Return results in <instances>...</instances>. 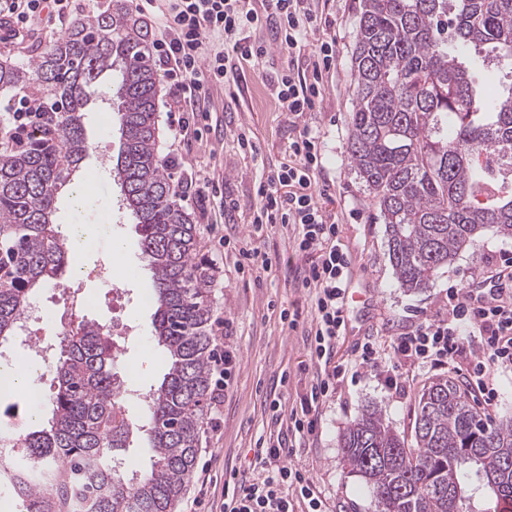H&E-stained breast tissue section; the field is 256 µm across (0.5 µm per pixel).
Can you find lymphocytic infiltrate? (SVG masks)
I'll return each instance as SVG.
<instances>
[{
	"label": "lymphocytic infiltrate",
	"mask_w": 512,
	"mask_h": 512,
	"mask_svg": "<svg viewBox=\"0 0 512 512\" xmlns=\"http://www.w3.org/2000/svg\"><path fill=\"white\" fill-rule=\"evenodd\" d=\"M70 0H0V21L14 37L62 21ZM312 0H133L135 10L148 20L153 36L152 54L170 80L167 110L172 132L171 150L201 141V128L188 116L223 84L228 65L235 60L263 57L268 48L251 40L252 29L273 26L275 41L293 50L311 46V73L288 70L276 76L278 100L293 117L312 111L324 92L322 69L333 54L330 43L310 44L318 17ZM293 161L280 166L261 181L257 191L255 224L297 226L296 249L305 259L303 287L312 289L313 304L306 339L312 363L319 370L300 412L283 415L280 400L270 404L279 430L266 446L256 449L249 476L241 478L225 496L223 512H294L295 497L308 499L312 512L322 503L315 498L308 478L282 465L290 438L315 434L320 407L336 389L340 367L332 358L336 340L346 329V293L352 279V262L336 243V225L323 211L316 176L323 167L320 135L306 127L289 145ZM501 264L503 279L494 282L487 302L472 288L449 287L446 315L425 318L388 344L365 338L357 348L355 368H380L388 384L398 387L410 371L426 364L445 366L464 352V329L478 332L482 347L471 357L465 382L486 399H494L493 371L512 367V257Z\"/></svg>",
	"instance_id": "obj_1"
}]
</instances>
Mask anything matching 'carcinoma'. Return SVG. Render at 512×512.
Segmentation results:
<instances>
[{
  "label": "carcinoma",
  "mask_w": 512,
  "mask_h": 512,
  "mask_svg": "<svg viewBox=\"0 0 512 512\" xmlns=\"http://www.w3.org/2000/svg\"><path fill=\"white\" fill-rule=\"evenodd\" d=\"M362 0L349 152L386 224L401 287L426 288L488 227L512 236V192L491 162L512 154V86H472L462 49L489 45L512 62V0ZM114 74L120 152L112 166L152 272L151 339L169 369L133 420L118 352L84 328L69 337L47 402L49 417L23 441L36 473L0 460V491L23 512H72L73 475L94 478L87 512H174L192 478L210 395L209 268L195 261L197 229L174 198L157 148L159 78L129 0H109L20 63L0 58V91L41 104L35 130L0 123V344L14 336L33 291L64 283L70 242L55 227L63 189L88 153L86 106ZM149 465L126 479L136 436ZM343 460L373 490L376 512H460L461 468L476 466L497 505L512 502V418L492 424L450 376L419 394L405 437L376 410L340 439Z\"/></svg>",
  "instance_id": "cac0c4a2"
}]
</instances>
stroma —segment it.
I'll list each match as a JSON object with an SVG mask.
<instances>
[{"label":"stroma","mask_w":512,"mask_h":512,"mask_svg":"<svg viewBox=\"0 0 512 512\" xmlns=\"http://www.w3.org/2000/svg\"><path fill=\"white\" fill-rule=\"evenodd\" d=\"M314 7L322 24L310 36L311 43H332L331 68L323 73L325 91L313 111L294 124L281 107L271 87L274 72L289 62L310 66V51L289 58L287 50L272 43L267 29H257L253 39L266 43L268 54L229 71L223 85L214 88L207 107L214 122L205 141L186 147L182 154H169L171 132L167 121L159 123L158 151L170 158L173 176L193 166L206 171L218 184L215 196L185 201L199 235L198 258L211 268L212 338L223 337L235 348L238 363L224 390L219 408H206L200 435L198 461H211L213 481L206 495H199L198 480H191L175 512H220L225 484L230 475L246 471L254 450L268 442L275 427L270 403L280 399L284 412L300 410L316 367L310 360L303 329L292 330L280 318L282 310L307 313L311 290L302 288L299 271L303 259L295 252L298 235L293 225L270 229L264 249L268 267L241 265L239 250L253 234L256 188L263 173L289 160V145L300 125L321 135L324 168L317 178L324 190L321 199L338 226L337 243L349 251L356 283L346 308L350 320L336 341L337 361L353 362L354 350L363 337L387 343L408 332L420 319L443 314L449 286L464 285L470 278L493 271L505 253H512V237L486 229L474 245L460 252L442 268L429 287L408 291L400 287L388 257L386 228L377 218L371 194L359 177L349 153L350 115L354 106V71L351 58L361 11V0H316ZM109 78H102L86 107V138L89 152L82 174L98 173L107 191L94 206L72 213L67 200H60L63 224H97L98 253H105L112 237L127 244L122 286L126 294L116 309H108L103 291L87 279L86 291L93 298L91 319L105 322L123 315L134 330L133 339L120 343L122 364L130 368L137 389L148 391L159 384L167 364L150 340L152 308L145 296L152 288L148 261L141 253L133 218L120 209V189L112 179V163L119 140L110 131L112 116ZM250 147H243L242 139ZM439 370L417 369L401 391L390 389L381 371L362 370L356 382L338 383L336 391L319 409L314 436L298 439L287 462L309 478L325 512H374V498L365 479L346 466L339 439L345 429L369 407L399 434L414 426L415 398L421 387L439 377Z\"/></svg>","instance_id":"1"}]
</instances>
